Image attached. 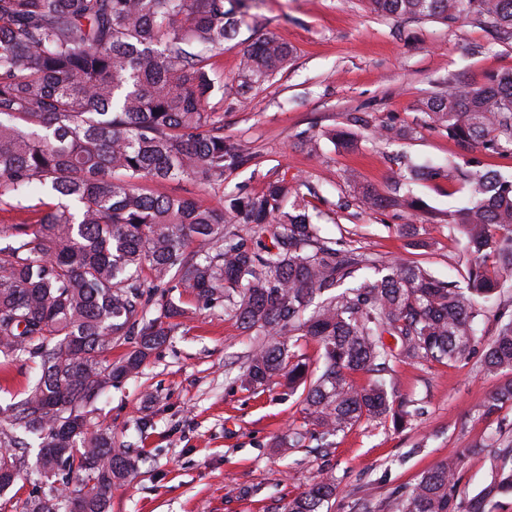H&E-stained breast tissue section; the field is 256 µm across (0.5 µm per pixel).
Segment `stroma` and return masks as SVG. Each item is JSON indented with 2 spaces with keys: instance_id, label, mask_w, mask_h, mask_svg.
<instances>
[{
  "instance_id": "stroma-1",
  "label": "stroma",
  "mask_w": 512,
  "mask_h": 512,
  "mask_svg": "<svg viewBox=\"0 0 512 512\" xmlns=\"http://www.w3.org/2000/svg\"><path fill=\"white\" fill-rule=\"evenodd\" d=\"M244 23L235 40L211 59L223 92L210 100L224 115V133L238 142L249 162L224 183L204 180L152 184L154 193L219 205L225 196L288 183L309 202L325 235L386 261L426 263L440 279H461L466 256L448 233L445 216L464 205L447 181L415 186L426 204L414 215L372 211L355 200L346 180L356 172L376 190L400 178L401 157L436 164L466 159L472 152L444 134L420 125V108L447 76L482 82L491 72L512 69V39L495 37L472 19L447 26L370 13L364 0H245ZM274 36L293 54L274 76L254 84L240 102L239 62L256 39ZM355 120L358 147L342 151L325 138L328 129ZM409 129L407 138L379 140L385 123ZM320 133L318 153L302 136ZM413 223L416 238L399 225ZM187 311L170 339L138 377L110 388L98 406L118 445L139 461L136 476L112 494L111 512H282L314 478L335 475L337 493L324 512H387L395 491L414 483L442 461H459L458 497L470 498L491 479L488 453L475 446L489 436L512 441V407L492 416L483 409L499 379L483 374L481 351L448 364H398L392 374L397 396L421 413L397 431L384 421H362L334 437L328 448L275 450L289 430L302 428L300 391L285 381L257 389L238 377L254 335L188 295L175 298ZM32 369L0 364L2 410L25 397Z\"/></svg>"
}]
</instances>
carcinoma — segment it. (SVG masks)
Returning <instances> with one entry per match:
<instances>
[{
	"mask_svg": "<svg viewBox=\"0 0 512 512\" xmlns=\"http://www.w3.org/2000/svg\"><path fill=\"white\" fill-rule=\"evenodd\" d=\"M371 12L451 25L470 16L512 37V0H366ZM242 19L234 0H0V204L50 198L40 223L0 245V359L32 364L35 382L10 407V424L34 436L47 489L14 512H110L112 491L138 469L98 423L100 396L137 376L184 310L171 291L224 301V316L260 336L240 376L245 387L277 376L303 387L310 430L277 449L325 441L364 419L411 424L418 409L385 378L397 362L454 363L484 344L481 368L502 376L485 405L512 404V315L486 341L484 301L512 288V176L474 158L461 166L403 161L404 181L385 193L354 186L370 210L422 207L408 183L448 180L466 205L448 212L464 243L467 281L378 257L321 235L303 198L282 182L220 207L154 195L148 182L223 183L248 162L207 109L215 88L208 53L224 50ZM292 54L273 37L244 51L239 94L281 71ZM423 127L484 154L512 156V70L477 84L450 76L422 112ZM249 226L244 238L237 225ZM271 244H263V237ZM153 287L144 290L143 274ZM138 337L118 360L112 347ZM390 336L396 346L387 344ZM318 346L310 364L291 341ZM356 373L370 374L357 385ZM0 494L19 478V442L0 432ZM458 459L429 470L390 501V512H496L512 495V449L490 458L491 481L455 495ZM69 475L89 487L56 486ZM336 494L331 474L288 500L284 512H321Z\"/></svg>",
	"mask_w": 512,
	"mask_h": 512,
	"instance_id": "carcinoma-1",
	"label": "carcinoma"
}]
</instances>
